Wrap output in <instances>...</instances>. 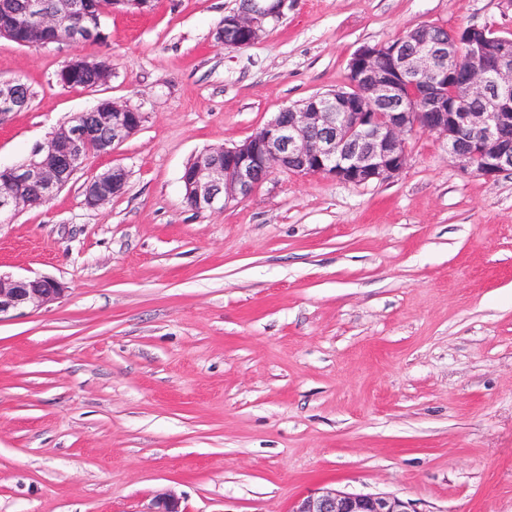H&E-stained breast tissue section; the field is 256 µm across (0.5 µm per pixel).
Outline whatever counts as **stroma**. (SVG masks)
Instances as JSON below:
<instances>
[{
  "mask_svg": "<svg viewBox=\"0 0 512 512\" xmlns=\"http://www.w3.org/2000/svg\"><path fill=\"white\" fill-rule=\"evenodd\" d=\"M238 0L113 11L106 38H0V166L111 98L141 129L44 206L0 215V272L67 292L0 317V512H290L326 486L415 512H512V171L458 169L438 136L404 170L341 183L273 171L196 210L180 177L276 112L346 83L350 58L424 24L512 35V0H295L257 43L213 34ZM76 55L110 81L59 83ZM126 168L124 192L84 183ZM23 84L19 80H0V116L5 111L19 112L28 106V97L23 92ZM127 181V172L122 167H112L107 172L87 181L84 186V201L89 208L105 206L120 195Z\"/></svg>",
  "mask_w": 512,
  "mask_h": 512,
  "instance_id": "35a3bbf8",
  "label": "stroma"
}]
</instances>
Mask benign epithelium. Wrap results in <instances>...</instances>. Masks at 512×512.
<instances>
[{
	"mask_svg": "<svg viewBox=\"0 0 512 512\" xmlns=\"http://www.w3.org/2000/svg\"><path fill=\"white\" fill-rule=\"evenodd\" d=\"M294 0H244L224 15L215 38L229 47L257 43L293 7ZM82 0H30L22 11L0 3V37L20 45L56 40L58 25H71L78 41L105 39L103 30L83 25ZM354 93L314 95L302 106L286 107L244 141L210 148L188 164L181 182L186 201L196 209L222 208L250 196L277 168L332 178L354 185L386 181L406 166L407 134L438 135L450 160L465 172L487 179L512 171V37L494 39L481 27L433 28L422 25L404 42L358 49L349 62ZM77 70L93 86L106 84L110 66L75 57L59 71L64 82ZM460 78L467 92L462 104L448 102L444 79ZM418 81L423 93L413 104L401 91ZM28 97L19 80H0V109L19 112ZM145 114L106 99L91 112L55 132L25 162L0 167V214L28 207L33 190L50 202L80 170L88 153L109 154L137 132ZM127 181L122 167L87 181L84 201L99 208L120 195ZM67 288L47 277L0 274V316L61 299ZM291 512H413L395 496L347 494L321 487L295 502Z\"/></svg>",
	"mask_w": 512,
	"mask_h": 512,
	"instance_id": "obj_1",
	"label": "benign epithelium"
}]
</instances>
